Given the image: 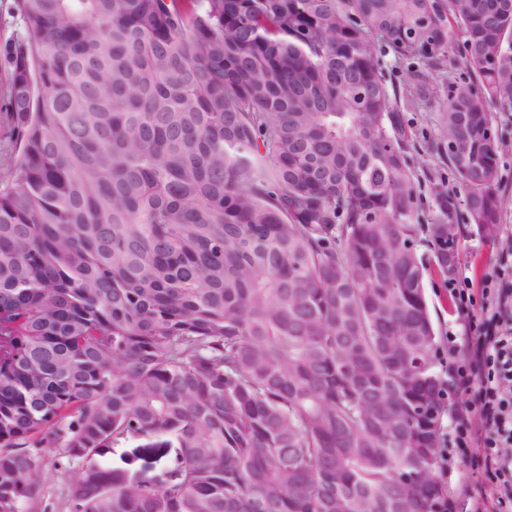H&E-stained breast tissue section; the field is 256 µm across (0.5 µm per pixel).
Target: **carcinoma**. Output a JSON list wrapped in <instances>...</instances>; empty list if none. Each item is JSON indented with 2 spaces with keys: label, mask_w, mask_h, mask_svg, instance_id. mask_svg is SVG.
Wrapping results in <instances>:
<instances>
[{
  "label": "carcinoma",
  "mask_w": 512,
  "mask_h": 512,
  "mask_svg": "<svg viewBox=\"0 0 512 512\" xmlns=\"http://www.w3.org/2000/svg\"><path fill=\"white\" fill-rule=\"evenodd\" d=\"M0 512H438L445 407L398 109L464 35L433 262L500 222L512 0H15ZM405 64L397 87L376 50ZM455 148H448V142ZM175 449L134 480L112 450ZM59 451H46L40 456L39 479L42 485L39 512H67L66 502L70 497V487L60 477L58 465Z\"/></svg>",
  "instance_id": "cac0c4a2"
}]
</instances>
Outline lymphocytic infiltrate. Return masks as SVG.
Instances as JSON below:
<instances>
[{
    "mask_svg": "<svg viewBox=\"0 0 512 512\" xmlns=\"http://www.w3.org/2000/svg\"><path fill=\"white\" fill-rule=\"evenodd\" d=\"M448 284L459 314L457 331L444 338L449 376L469 397L454 414L452 448L438 454L443 465L461 460L483 469L488 488L475 495L464 485L460 493L469 512H497L512 502V232L498 244L496 275L477 288L462 276Z\"/></svg>",
    "mask_w": 512,
    "mask_h": 512,
    "instance_id": "f902f5d3",
    "label": "lymphocytic infiltrate"
}]
</instances>
